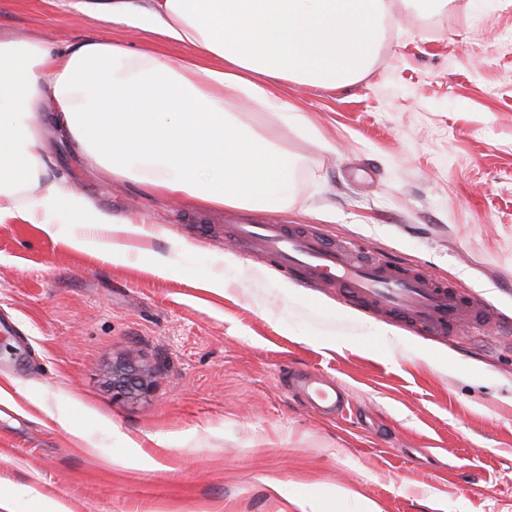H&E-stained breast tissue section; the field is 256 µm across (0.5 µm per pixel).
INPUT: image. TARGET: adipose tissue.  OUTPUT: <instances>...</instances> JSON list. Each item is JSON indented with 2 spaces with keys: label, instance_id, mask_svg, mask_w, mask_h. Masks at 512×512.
Returning a JSON list of instances; mask_svg holds the SVG:
<instances>
[{
  "label": "adipose tissue",
  "instance_id": "ef3b65f1",
  "mask_svg": "<svg viewBox=\"0 0 512 512\" xmlns=\"http://www.w3.org/2000/svg\"><path fill=\"white\" fill-rule=\"evenodd\" d=\"M419 14L454 0H77L103 23L148 27L156 45L130 50L104 36L67 44L0 29V222L77 224L78 250L127 263L143 224L116 221L74 189L43 182L44 125L90 166L144 182L161 196L210 207L284 209L297 163L232 107L245 101L300 122L273 87H344L370 69L394 2ZM183 46L171 61L158 43ZM39 198L28 199L32 184Z\"/></svg>",
  "mask_w": 512,
  "mask_h": 512
}]
</instances>
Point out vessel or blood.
I'll return each mask as SVG.
<instances>
[{"mask_svg":"<svg viewBox=\"0 0 512 512\" xmlns=\"http://www.w3.org/2000/svg\"><path fill=\"white\" fill-rule=\"evenodd\" d=\"M233 240L243 254L263 253L285 273L307 283L340 288L350 299L393 316L412 329L443 334L489 315L481 304L420 270L381 259L355 262L349 246L328 243L308 227L239 224ZM303 394L313 408L329 414L341 413L345 407L343 391L329 381H306Z\"/></svg>","mask_w":512,"mask_h":512,"instance_id":"vessel-or-blood-1","label":"vessel or blood"}]
</instances>
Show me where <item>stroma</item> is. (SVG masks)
<instances>
[{
	"label": "stroma",
	"mask_w": 512,
	"mask_h": 512,
	"mask_svg": "<svg viewBox=\"0 0 512 512\" xmlns=\"http://www.w3.org/2000/svg\"><path fill=\"white\" fill-rule=\"evenodd\" d=\"M0 26L56 44L151 38L63 0H0ZM278 93L316 133L243 113L299 158L276 212L172 202L41 130L51 175L148 233L115 264L74 249L70 225L0 224V387L13 398L0 404V490L13 512H361L366 499L378 512H512V0L433 16L398 2L363 79ZM232 221L311 226L492 316L430 335L332 288L289 296L294 276L241 254ZM159 258L167 276L148 271ZM130 352L154 382L127 397L110 371ZM299 372L337 381L347 414L313 409ZM134 442L148 463H129ZM336 486L349 497L323 498Z\"/></svg>",
	"instance_id": "obj_1"
}]
</instances>
